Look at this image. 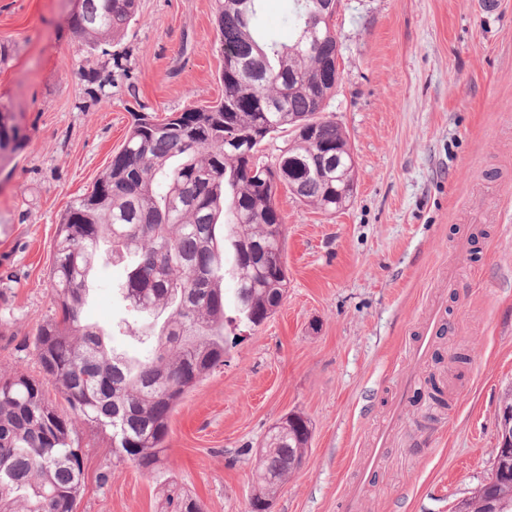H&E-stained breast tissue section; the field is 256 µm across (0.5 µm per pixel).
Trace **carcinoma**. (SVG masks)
Returning <instances> with one entry per match:
<instances>
[{"label": "carcinoma", "mask_w": 512, "mask_h": 512, "mask_svg": "<svg viewBox=\"0 0 512 512\" xmlns=\"http://www.w3.org/2000/svg\"><path fill=\"white\" fill-rule=\"evenodd\" d=\"M71 26L85 46L120 39L136 0H78ZM291 40L262 28L264 0H219L224 100L161 121L132 113L125 141L91 191L61 215L49 271L56 315L32 339L42 378L0 376V512H74L83 456L76 423L110 432L141 472L166 461L171 416L182 398L224 365L226 326L262 325L287 293L283 187L302 202L337 212L354 195L353 154L326 114L336 84V32L320 17L325 0H285ZM290 142L269 163L257 156L271 134ZM21 145L10 112H0V152ZM112 256L130 258L119 288L129 317L109 329L85 321L88 279ZM234 284V315L224 282ZM134 336L145 354L110 345ZM52 384L67 404L50 399ZM310 421L292 413L256 452L249 512H270L302 465ZM467 512H512V457L496 454L490 475L463 499ZM170 512H203L171 487Z\"/></svg>", "instance_id": "cac0c4a2"}]
</instances>
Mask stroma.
<instances>
[{"mask_svg":"<svg viewBox=\"0 0 512 512\" xmlns=\"http://www.w3.org/2000/svg\"><path fill=\"white\" fill-rule=\"evenodd\" d=\"M74 0H0V109L23 145L0 158V373L38 375L31 337L53 316L60 216L90 191L133 113L165 117L224 95L216 0H138L117 46L87 52ZM328 115L355 159L351 203L328 214L280 192L288 293L237 327L224 364L177 406L171 464H117L78 426L76 512H165L177 485L205 512H246L253 451L290 413L311 422L272 512H452L488 477L512 388V0H339ZM116 257L96 269L90 322L122 316ZM425 356L409 352L432 315ZM466 354L468 363L456 362ZM442 388L448 408L432 401ZM388 428L387 445L374 438ZM377 451L371 472L362 463Z\"/></svg>","mask_w":512,"mask_h":512,"instance_id":"stroma-1","label":"stroma"}]
</instances>
